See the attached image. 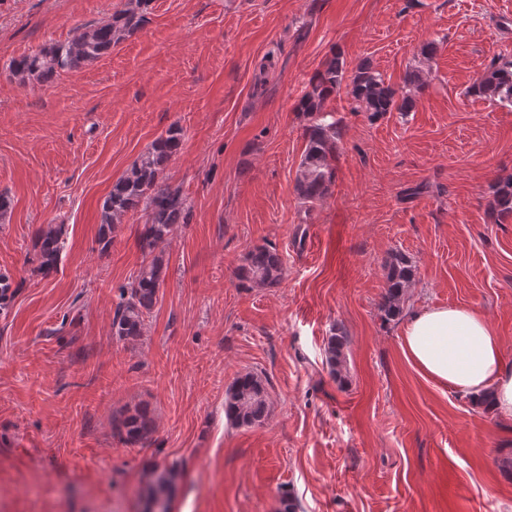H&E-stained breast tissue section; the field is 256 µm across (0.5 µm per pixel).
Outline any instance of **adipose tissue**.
<instances>
[{"label": "adipose tissue", "mask_w": 512, "mask_h": 512, "mask_svg": "<svg viewBox=\"0 0 512 512\" xmlns=\"http://www.w3.org/2000/svg\"><path fill=\"white\" fill-rule=\"evenodd\" d=\"M402 352L421 374L460 393L485 400L512 420V364L484 315L467 306L415 310L403 326Z\"/></svg>", "instance_id": "adipose-tissue-1"}]
</instances>
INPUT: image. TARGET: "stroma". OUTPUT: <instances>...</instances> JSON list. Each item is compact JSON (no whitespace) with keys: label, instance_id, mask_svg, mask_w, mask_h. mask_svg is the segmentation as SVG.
<instances>
[{"label":"stroma","instance_id":"stroma-1","mask_svg":"<svg viewBox=\"0 0 512 512\" xmlns=\"http://www.w3.org/2000/svg\"><path fill=\"white\" fill-rule=\"evenodd\" d=\"M124 0H0V512H143L155 470L176 474L171 512H512V422L421 376L402 321L379 310L385 259L405 254V312L482 311L512 362V218L491 223L512 177V105L470 95L512 61V0H151L139 29L53 82L22 81L12 58L69 39ZM437 49L423 59L428 43ZM340 51L394 87L427 77L410 112L377 118L347 94L327 108L336 180L312 206L295 192L307 117L295 105ZM167 183L191 204L164 248L162 297L142 336L112 334L119 294L142 264L143 212L112 246L100 204L171 125ZM66 229L42 276L34 230ZM285 273L247 288L248 250ZM346 338L347 381L326 363ZM267 388L262 424L224 416L240 374ZM147 406L144 447L115 420ZM491 215L498 221L500 218L512 216V178L496 184ZM283 270L280 255L260 245L247 252L236 276L242 284L248 283L252 288H272L281 282Z\"/></svg>","mask_w":512,"mask_h":512}]
</instances>
